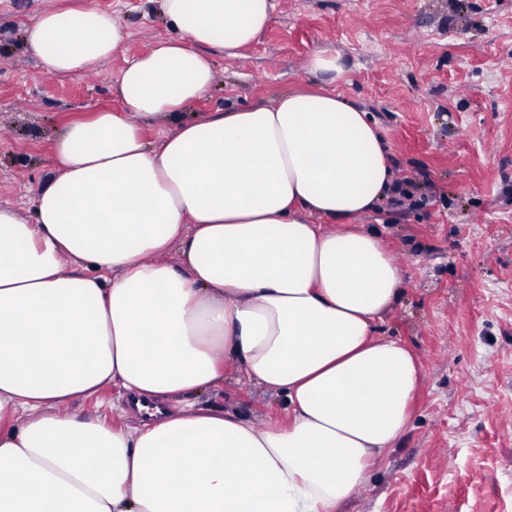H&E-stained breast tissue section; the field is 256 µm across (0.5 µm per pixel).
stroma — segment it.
<instances>
[{
  "label": "stroma",
  "mask_w": 512,
  "mask_h": 512,
  "mask_svg": "<svg viewBox=\"0 0 512 512\" xmlns=\"http://www.w3.org/2000/svg\"><path fill=\"white\" fill-rule=\"evenodd\" d=\"M268 26L238 57L214 53L216 79L187 107L200 116L324 89L368 112L396 179L414 200L355 220L400 265V301L378 324L418 358L407 430L341 512H512V0H273ZM112 14L122 45L95 84L48 74L25 30L45 7ZM161 0H0V204L35 222L34 194L55 171L72 122L119 109L128 60L178 37ZM341 72H315V56ZM264 423L282 397L227 367L192 396ZM84 417L137 427L124 390L76 400Z\"/></svg>",
  "instance_id": "stroma-1"
}]
</instances>
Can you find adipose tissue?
<instances>
[{
    "label": "adipose tissue",
    "instance_id": "obj_1",
    "mask_svg": "<svg viewBox=\"0 0 512 512\" xmlns=\"http://www.w3.org/2000/svg\"><path fill=\"white\" fill-rule=\"evenodd\" d=\"M161 2L181 39L128 63L120 110L58 137L35 223L0 206V512H337L405 433L420 380L409 347L374 334L401 269L347 227L392 191L384 137L333 92L179 120L214 82L211 51L253 43L273 3ZM122 40L94 8L25 31L62 75ZM143 116L176 128L150 145ZM231 364L284 416L188 402ZM110 384L163 415L70 413Z\"/></svg>",
    "mask_w": 512,
    "mask_h": 512
}]
</instances>
